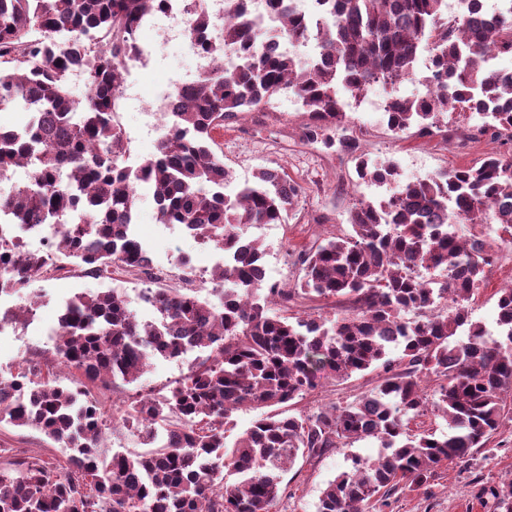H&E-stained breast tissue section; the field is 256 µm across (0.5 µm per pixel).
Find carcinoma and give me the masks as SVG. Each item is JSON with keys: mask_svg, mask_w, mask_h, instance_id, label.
I'll use <instances>...</instances> for the list:
<instances>
[{"mask_svg": "<svg viewBox=\"0 0 512 512\" xmlns=\"http://www.w3.org/2000/svg\"><path fill=\"white\" fill-rule=\"evenodd\" d=\"M165 0H0V106L24 103L27 115L0 129V215L42 224L48 245L69 268L94 279L141 274L149 250L132 224L139 189H152L158 220L224 251V292L216 306L180 288H153L140 300L160 320H141L115 289L77 294L62 307L53 357L30 380L0 379V425L42 433L65 456L17 458L0 448V512H276L283 474L355 440L375 439L378 456L353 460L322 490L316 512H384L406 490L429 487L438 471L487 447L512 394V288L500 291L499 338L471 320L465 302L485 280L486 241L459 224H496L512 243V154L478 166L403 181L395 162L357 157L361 182L385 188L357 200L350 232L297 254L294 288L268 285L263 243L245 236L256 224H284L301 187L260 167L233 194L215 134L240 112L266 109L288 93L308 113L312 140L344 126L338 97L415 80L431 57L434 83L413 97L390 94L383 123L395 135L448 139V113L463 102L476 127L512 142V74L488 69L492 53L512 55V0L448 22L447 0H316L312 22L286 0H265L281 33L319 53L308 63L267 51L268 32L249 22L246 0H224V35L208 40L203 7L190 43L218 60L231 51L241 68L219 65L175 93L179 111L156 152L138 168L123 165L127 135L119 120L126 65L143 16ZM86 91H71L72 71ZM25 179L14 181L17 169ZM38 255L0 246V289L17 293L38 276ZM444 272L437 279L432 272ZM334 300L336 318L279 315L291 301ZM451 301L454 311L440 308ZM414 317H408V314ZM206 353L168 393L126 401L123 425L161 421L169 441L137 454L108 456L97 438L110 426L101 394L132 384L153 355L184 346ZM399 355L388 358L392 350ZM382 363L378 385L315 415L277 407L321 385ZM68 371L63 383L57 366ZM242 408L267 409L229 444L227 426ZM440 415L448 431L425 428ZM236 479L229 483L224 471Z\"/></svg>", "mask_w": 512, "mask_h": 512, "instance_id": "1", "label": "carcinoma"}]
</instances>
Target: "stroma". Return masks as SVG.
<instances>
[{
	"mask_svg": "<svg viewBox=\"0 0 512 512\" xmlns=\"http://www.w3.org/2000/svg\"><path fill=\"white\" fill-rule=\"evenodd\" d=\"M156 54L154 69L141 72L135 85V99L126 102L120 112L131 138V151L144 159L154 154L158 136L144 128L143 115L138 110L140 99L165 88L171 78L194 71L189 46H161ZM349 121L351 128L362 132L361 152L373 159L395 161L406 180L480 163L494 146L490 135L472 134L465 124L455 126L453 137L445 140L438 136L394 135L380 118L364 112L350 113ZM309 122L308 114L294 108L283 94L266 110L244 113L224 126L220 153L234 183L251 179L257 168L270 167L285 170L302 188L287 223L255 225L247 231L249 237L263 243L264 265L271 283L295 285L301 273L292 263V253L318 244L326 235L346 230L348 212L356 198H371L378 193L376 187L359 183L353 156L339 147L330 148L304 138ZM458 231L467 237L482 236L492 246L487 281L469 301L468 311L472 321L494 328L498 292L512 286V244L501 242L497 233L485 225L462 224ZM134 232L148 246L156 262L174 267L185 254L203 274L211 273L214 248L164 228L157 219L152 194L146 189L141 192ZM141 285V280L127 275L113 281L97 280L77 270L63 278L32 279L25 292L42 295L43 301L26 336L0 337V368L10 369L25 356L46 357L53 352L49 331L57 327L60 307L66 299L113 287L126 296L131 308L140 312L144 309L138 300ZM378 379L375 370L344 381L325 377L321 392L291 401L290 411L310 415L325 405L352 401L372 389ZM378 449V441L360 440L314 460H298L283 477L286 491L279 512H315L322 490L350 466L352 456L371 460ZM511 485L512 421L507 420L486 449L467 462L440 470L431 487L400 494L386 512H485L480 504L482 492L501 491Z\"/></svg>",
	"mask_w": 512,
	"mask_h": 512,
	"instance_id": "stroma-1",
	"label": "stroma"
}]
</instances>
